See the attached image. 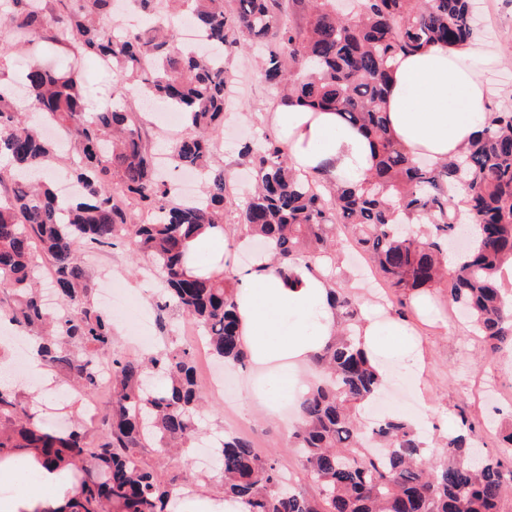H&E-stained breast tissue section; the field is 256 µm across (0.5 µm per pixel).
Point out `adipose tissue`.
Returning a JSON list of instances; mask_svg holds the SVG:
<instances>
[{
	"mask_svg": "<svg viewBox=\"0 0 512 512\" xmlns=\"http://www.w3.org/2000/svg\"><path fill=\"white\" fill-rule=\"evenodd\" d=\"M474 44H437L400 56L393 64L384 109L396 140L412 155L440 162L471 140L479 129L492 88L477 71ZM293 168L322 182L361 183L375 163L368 137L347 125L334 109H314L278 99L268 115ZM225 234L210 230L190 240L186 265L207 275L234 265ZM211 263H201L202 254ZM238 330L251 364L265 371L274 393H262L267 414H277L292 394L294 370L338 332L333 285L322 266L297 262L287 274L257 266L236 267ZM358 341L371 363L387 359L395 375L422 376L425 357L415 328L392 317L366 319ZM23 492L0 500V512H35L59 507L65 497L66 468L44 469L36 453L26 455Z\"/></svg>",
	"mask_w": 512,
	"mask_h": 512,
	"instance_id": "ef3b65f1",
	"label": "adipose tissue"
}]
</instances>
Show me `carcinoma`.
<instances>
[{
    "mask_svg": "<svg viewBox=\"0 0 512 512\" xmlns=\"http://www.w3.org/2000/svg\"><path fill=\"white\" fill-rule=\"evenodd\" d=\"M0 0V24L46 58L26 73L28 109L50 119L69 144L80 192L65 200L49 174L29 171L59 156V143L26 125L11 90L0 88V319L38 341L37 357L62 371L89 397L96 368L112 367L106 440L92 445L78 431L48 432L7 389L0 415V459L39 451L38 462L71 467L75 486L56 512H167L173 482L161 483L148 450L182 455L196 433L204 395L194 352L172 341L147 357L113 349L112 320L95 304V283L82 253L130 245L162 277L159 310L187 316L209 353L244 366L232 269L199 276L188 270L189 240L224 228L230 202L224 168L211 164L224 128L229 77L216 56L257 46L266 82L313 108L334 107L369 136L375 169L357 187L328 188L289 165L282 144L264 137L243 147L255 188L238 211L237 230L272 253L279 273L302 259L333 267L336 228L352 226L351 246L373 259L383 284L408 313L411 295L446 282L448 302L490 351L512 350V295L498 272L512 262V108H491L482 130L458 155L430 164L407 154L389 131L383 101L395 59L475 34L470 0H360L351 17L335 0H133L149 26L106 23L119 0ZM186 5L205 45L173 46L168 20ZM301 19L289 21V16ZM127 72L129 87L86 111L84 61L101 56ZM154 67H140L143 57ZM141 93L181 113L191 133L175 141L171 163L203 179L200 201L173 202L172 183L158 177L154 154L122 101ZM52 272L59 308L47 310L37 289L39 263ZM334 305L342 333L313 354L320 378L299 398L292 431L302 469L317 493L308 498L283 479L278 460L260 457L250 441L226 436L217 448L224 497L242 512H512V432L499 456L472 462L464 435H448L440 459L425 455L413 423L392 414L369 428L357 409L381 384L356 343L363 318L340 287Z\"/></svg>",
    "mask_w": 512,
    "mask_h": 512,
    "instance_id": "carcinoma-1",
    "label": "carcinoma"
}]
</instances>
